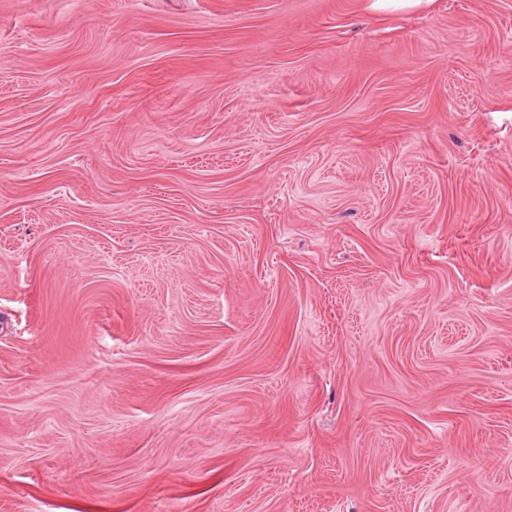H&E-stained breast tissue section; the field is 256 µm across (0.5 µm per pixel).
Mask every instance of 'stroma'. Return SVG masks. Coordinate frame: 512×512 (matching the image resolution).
Masks as SVG:
<instances>
[{
    "label": "stroma",
    "mask_w": 512,
    "mask_h": 512,
    "mask_svg": "<svg viewBox=\"0 0 512 512\" xmlns=\"http://www.w3.org/2000/svg\"><path fill=\"white\" fill-rule=\"evenodd\" d=\"M0 0V512H512V0Z\"/></svg>",
    "instance_id": "stroma-1"
}]
</instances>
